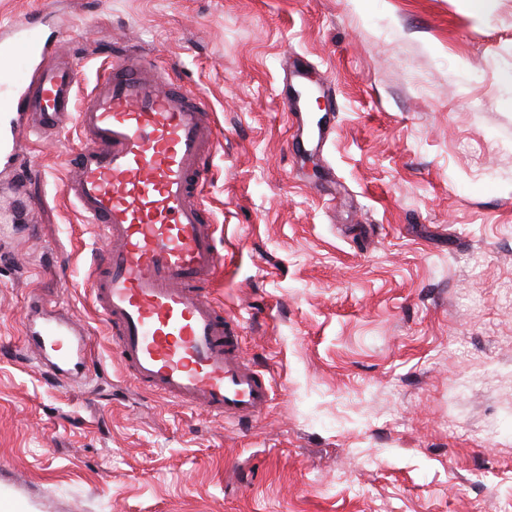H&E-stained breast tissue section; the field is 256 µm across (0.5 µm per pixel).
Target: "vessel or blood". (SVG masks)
I'll return each instance as SVG.
<instances>
[{
  "instance_id": "vessel-or-blood-1",
  "label": "vessel or blood",
  "mask_w": 512,
  "mask_h": 512,
  "mask_svg": "<svg viewBox=\"0 0 512 512\" xmlns=\"http://www.w3.org/2000/svg\"><path fill=\"white\" fill-rule=\"evenodd\" d=\"M63 31L41 16L0 33V169L11 171L20 144L77 127L63 192L100 226L108 248L88 274L112 355L141 390L240 423L271 401L272 383L243 357L239 325L208 296L224 267L216 230L198 201L218 138L206 99L175 83L153 52L119 48L93 86L77 96V65L58 59ZM0 223L30 206L17 178L0 182ZM35 354L62 345L54 378L76 363L83 376L88 329L36 297L26 312Z\"/></svg>"
}]
</instances>
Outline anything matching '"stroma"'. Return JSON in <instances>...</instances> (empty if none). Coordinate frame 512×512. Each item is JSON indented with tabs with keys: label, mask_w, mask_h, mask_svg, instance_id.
<instances>
[{
	"label": "stroma",
	"mask_w": 512,
	"mask_h": 512,
	"mask_svg": "<svg viewBox=\"0 0 512 512\" xmlns=\"http://www.w3.org/2000/svg\"><path fill=\"white\" fill-rule=\"evenodd\" d=\"M36 10L81 88L118 39L208 98L211 297L273 394L243 429L123 375L87 288L104 237L63 194L77 133L30 139L0 243V502L512 512V0H0V31ZM304 85L332 105L289 103ZM35 292L91 332L90 382L27 367ZM0 223L1 224H16L20 221L23 215H27L30 206L23 194L21 182L11 176L10 178L1 181L0 183ZM5 196L9 199L7 211L3 205Z\"/></svg>",
	"instance_id": "1"
}]
</instances>
